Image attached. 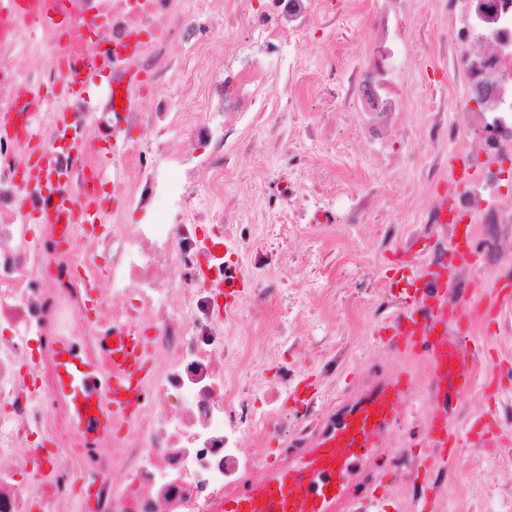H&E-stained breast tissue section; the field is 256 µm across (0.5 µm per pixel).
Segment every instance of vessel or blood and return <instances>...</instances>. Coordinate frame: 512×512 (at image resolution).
Listing matches in <instances>:
<instances>
[{
    "label": "vessel or blood",
    "instance_id": "b4317fda",
    "mask_svg": "<svg viewBox=\"0 0 512 512\" xmlns=\"http://www.w3.org/2000/svg\"><path fill=\"white\" fill-rule=\"evenodd\" d=\"M0 17L12 25L41 20L56 25L42 0H0ZM53 163L38 145H31L29 163L19 180L24 206L38 212L43 223L80 225L95 229L100 207L95 196L74 199L52 182ZM206 257L216 268V290L243 288L245 272L224 264V242L206 238ZM466 259L457 242H449L443 260L419 266L413 286L398 302L388 323L390 348L401 353H421L430 372V408L417 433L420 445L455 454L460 441L450 420L449 404L473 383L478 351L464 345L458 332L469 308L448 304V280ZM100 345L110 360L108 379L99 368L81 364L80 352L68 341L57 344L59 385L73 400L85 432L106 427L118 429L132 422L140 406L142 383L149 368L146 335L127 326H115L100 335ZM413 383L407 373H388L375 379L349 404L341 407L335 423L290 465L270 463L261 480H250L225 494L223 512H361L375 503L370 484L360 477L366 462L388 456L386 432L398 406L408 398Z\"/></svg>",
    "mask_w": 512,
    "mask_h": 512
}]
</instances>
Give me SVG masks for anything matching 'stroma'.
I'll list each match as a JSON object with an SVG mask.
<instances>
[{"label": "stroma", "instance_id": "stroma-1", "mask_svg": "<svg viewBox=\"0 0 512 512\" xmlns=\"http://www.w3.org/2000/svg\"><path fill=\"white\" fill-rule=\"evenodd\" d=\"M332 4L333 16L318 17L306 34L294 36L299 73L270 88L273 110L263 124L247 114H213L214 124L235 129L223 197L206 190L208 152L195 147L186 155L196 171L192 205L224 212L238 226L239 238L224 243L225 263L244 269L250 287L272 291L260 322L244 309L243 295L223 297L235 315L224 333L276 345L278 361L299 364L304 378H321L325 366H334L340 398L360 391L371 369L411 375V397L398 408L388 442L416 457L418 466L398 483L396 462L379 461L384 480L376 485L374 512H421L432 489L430 472L441 463L448 467L445 512H512V314L469 317V343L485 349L483 370L453 401L451 422L462 442L445 461L437 449L412 440L429 392L422 357L398 354L385 342L413 262L435 260L439 235L427 214L448 185L449 159L463 152L461 137L452 133L462 88L448 76L451 50L444 42L452 19L439 0H405L395 47V87L404 109L383 125L361 111L347 72L371 45L362 13H391V0ZM207 37L213 54L205 61L196 52L198 32L178 40L170 87L199 82L205 68L241 56L239 41L222 26ZM110 211L118 224H150L179 213L163 199L141 208L131 191ZM456 237L471 246L467 271L474 286L512 283V255L497 256L499 240L485 225H469ZM259 253L267 265H255Z\"/></svg>", "mask_w": 512, "mask_h": 512}]
</instances>
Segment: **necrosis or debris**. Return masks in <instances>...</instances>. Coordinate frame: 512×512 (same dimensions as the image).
<instances>
[{"mask_svg":"<svg viewBox=\"0 0 512 512\" xmlns=\"http://www.w3.org/2000/svg\"><path fill=\"white\" fill-rule=\"evenodd\" d=\"M80 22L81 39L63 40L54 28H42L37 47L41 72L21 74L15 49L22 30L0 38V112L25 113L39 100L45 76L61 77L64 64L87 58L86 42L108 53L139 37L137 66L148 69L171 57L185 29L207 27L210 15L224 16L226 29L241 33L245 60L225 61L205 75L202 87L186 85L180 98L158 88L156 110L131 111L129 126L163 120L190 142L211 148L209 188L224 192L229 169L228 135L215 129L208 114L214 106L233 113L264 112L266 89L277 75L272 61L296 68L292 46L283 33L302 34L316 15L327 13L329 0H270L260 13L250 0H203V11L187 19L174 0H58ZM455 18L447 41L454 48L452 69L471 96L483 99L485 136L469 154L473 176L450 201L465 224L512 225V204L503 205L497 188L503 179L502 158L512 156V0H448ZM376 32L370 62L353 69L351 85L366 111L388 114L403 109L389 78L395 65V22L367 16ZM41 148L57 157L68 187L80 194L82 175L95 160L67 150L66 136L53 125L36 132ZM28 143L0 141V453L17 454L13 468H0V512H32L33 502L53 512H221L225 492L262 469V458L246 453L244 439L255 427L284 436L290 452L307 448L326 428L327 419L291 425L277 406L250 414L249 397L265 365L248 339L230 341L224 319L207 292L196 286L202 240L198 224L223 223V214L190 208L183 192L168 187L157 173L129 172L115 192L140 188V204L168 192L183 208L180 223L122 224L89 237L70 225L46 224L32 235L20 220L17 175L26 161ZM111 254L108 274L98 259ZM135 292L136 309L114 305L112 298ZM95 297L99 317L88 327L79 317L88 297ZM129 326L147 332L151 373L134 423L123 435L87 438L70 398L58 386L55 344L73 340L96 364L104 357L98 331ZM123 494H116L115 476Z\"/></svg>","mask_w":512,"mask_h":512,"instance_id":"obj_1","label":"necrosis or debris"}]
</instances>
